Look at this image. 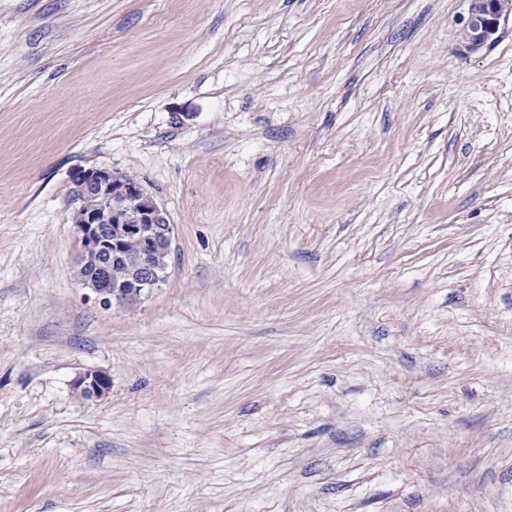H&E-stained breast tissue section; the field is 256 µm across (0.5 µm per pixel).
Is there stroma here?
I'll list each match as a JSON object with an SVG mask.
<instances>
[{
	"label": "stroma",
	"mask_w": 512,
	"mask_h": 512,
	"mask_svg": "<svg viewBox=\"0 0 512 512\" xmlns=\"http://www.w3.org/2000/svg\"><path fill=\"white\" fill-rule=\"evenodd\" d=\"M466 15L0 0V512H512V18ZM95 167L173 228L134 307L75 275ZM468 16L463 19L460 35L467 50L477 52L489 44L499 30L501 19L512 14L510 0H466ZM111 386L107 375L99 371H89L74 382V389L86 398H102L109 393Z\"/></svg>",
	"instance_id": "stroma-1"
}]
</instances>
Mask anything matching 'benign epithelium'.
Returning a JSON list of instances; mask_svg holds the SVG:
<instances>
[{"label": "benign epithelium", "instance_id": "obj_1", "mask_svg": "<svg viewBox=\"0 0 512 512\" xmlns=\"http://www.w3.org/2000/svg\"><path fill=\"white\" fill-rule=\"evenodd\" d=\"M468 16L463 20L460 35L467 50L477 52L489 44L499 30L500 21L512 15V0H468ZM77 199L103 195L106 207L89 210L78 225L82 256L95 259L90 275V292L104 307L122 301L131 290H149L162 279L153 262V255L171 245L172 227L167 212L149 195L141 183L110 168L79 170L73 175ZM126 225L127 233L141 242L136 276L130 283L112 280V262L119 256V247L112 243V225ZM111 386L107 375L89 371L74 382V389L86 398H102Z\"/></svg>", "mask_w": 512, "mask_h": 512}]
</instances>
